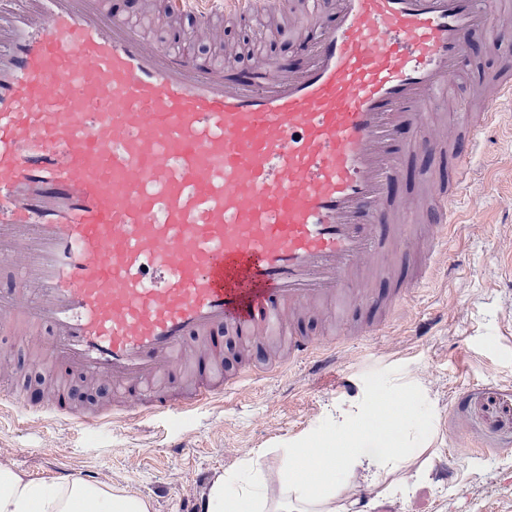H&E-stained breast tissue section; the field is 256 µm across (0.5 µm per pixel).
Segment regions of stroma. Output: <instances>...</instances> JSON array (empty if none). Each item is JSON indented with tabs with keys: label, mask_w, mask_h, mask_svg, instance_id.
I'll use <instances>...</instances> for the list:
<instances>
[{
	"label": "stroma",
	"mask_w": 512,
	"mask_h": 512,
	"mask_svg": "<svg viewBox=\"0 0 512 512\" xmlns=\"http://www.w3.org/2000/svg\"><path fill=\"white\" fill-rule=\"evenodd\" d=\"M224 39L238 44L243 68L256 53L293 56L285 30L269 35L257 25L228 24ZM472 168L459 242L426 287L411 293L407 322L362 339L343 335L342 323L363 310H344L327 327L307 320L309 334L327 329L339 338L333 373L296 363L168 421L137 417L99 428L50 417L26 428L6 406L0 460L36 480L62 468L86 471L96 481L135 487L154 512H184L186 498L205 493L246 452L277 469L279 443L302 436L333 405L386 395L397 409L417 406L415 437L431 438L435 450L426 483L390 502L391 512H512V255L501 242L512 235V112L502 111L496 130L482 137ZM223 345L229 377L272 357L261 342L245 352L229 336ZM1 353L27 396L45 399L44 364L2 334ZM345 380L351 389L342 388ZM175 442L182 453L173 452Z\"/></svg>",
	"instance_id": "1"
}]
</instances>
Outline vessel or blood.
Instances as JSON below:
<instances>
[{
  "instance_id": "vessel-or-blood-1",
  "label": "vessel or blood",
  "mask_w": 512,
  "mask_h": 512,
  "mask_svg": "<svg viewBox=\"0 0 512 512\" xmlns=\"http://www.w3.org/2000/svg\"><path fill=\"white\" fill-rule=\"evenodd\" d=\"M166 0L184 35L220 43L224 13L259 4L280 29L284 0ZM296 57L236 68L152 39L112 0H0V332L36 348L52 398L31 403L0 363V401L22 424L53 414L89 426L190 411L235 393L218 338L280 336L289 361L334 366L332 321L359 289V335L405 315L436 256L450 253L472 149L512 104V13L501 0H322L304 6ZM498 52L472 81L476 105L436 124L469 44ZM439 160L400 193L417 155ZM438 221L419 224L418 207ZM392 274L375 296L367 282ZM109 385L80 412L69 396Z\"/></svg>"
}]
</instances>
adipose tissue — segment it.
<instances>
[{
	"instance_id": "obj_1",
	"label": "adipose tissue",
	"mask_w": 512,
	"mask_h": 512,
	"mask_svg": "<svg viewBox=\"0 0 512 512\" xmlns=\"http://www.w3.org/2000/svg\"><path fill=\"white\" fill-rule=\"evenodd\" d=\"M416 422L375 398L359 409L337 407L324 424L286 441L283 466L265 470L246 454L242 473L216 476L201 500L203 512H359L363 494L392 499L424 475L409 447ZM0 512H153L137 489L106 482L35 481L0 461Z\"/></svg>"
}]
</instances>
